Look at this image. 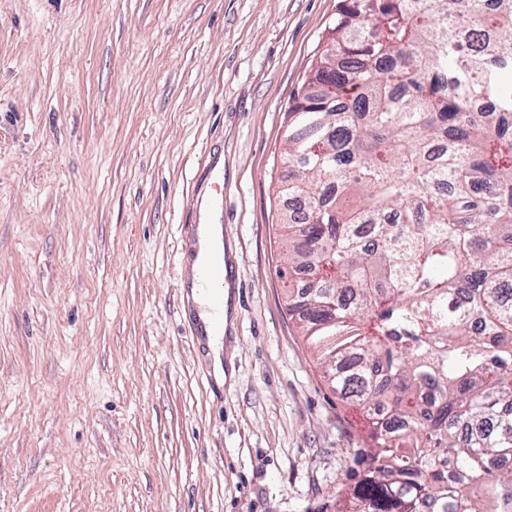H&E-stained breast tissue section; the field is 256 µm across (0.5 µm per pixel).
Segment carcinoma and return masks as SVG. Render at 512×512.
Masks as SVG:
<instances>
[{
	"mask_svg": "<svg viewBox=\"0 0 512 512\" xmlns=\"http://www.w3.org/2000/svg\"><path fill=\"white\" fill-rule=\"evenodd\" d=\"M287 115L288 313L370 424L336 512L512 503V0H341Z\"/></svg>",
	"mask_w": 512,
	"mask_h": 512,
	"instance_id": "carcinoma-1",
	"label": "carcinoma"
}]
</instances>
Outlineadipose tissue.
<instances>
[{
  "instance_id": "obj_1",
  "label": "adipose tissue",
  "mask_w": 512,
  "mask_h": 512,
  "mask_svg": "<svg viewBox=\"0 0 512 512\" xmlns=\"http://www.w3.org/2000/svg\"><path fill=\"white\" fill-rule=\"evenodd\" d=\"M223 250L224 233L221 225L208 222L199 224L194 245V255L191 260V268L194 275L189 279L188 296L199 309L198 317L206 335L207 345L213 356L214 376L217 383L220 384L226 380L224 363L221 357V339L227 323V305L230 298V289L225 286L216 289L215 293H207L200 286L195 272L206 265L214 254L223 252Z\"/></svg>"
}]
</instances>
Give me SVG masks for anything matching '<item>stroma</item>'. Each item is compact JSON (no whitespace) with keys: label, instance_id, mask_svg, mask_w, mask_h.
Listing matches in <instances>:
<instances>
[{"label":"stroma","instance_id":"obj_1","mask_svg":"<svg viewBox=\"0 0 512 512\" xmlns=\"http://www.w3.org/2000/svg\"><path fill=\"white\" fill-rule=\"evenodd\" d=\"M337 0H0V512H336L366 428L279 267L289 99ZM209 202L217 384L186 297Z\"/></svg>","mask_w":512,"mask_h":512}]
</instances>
